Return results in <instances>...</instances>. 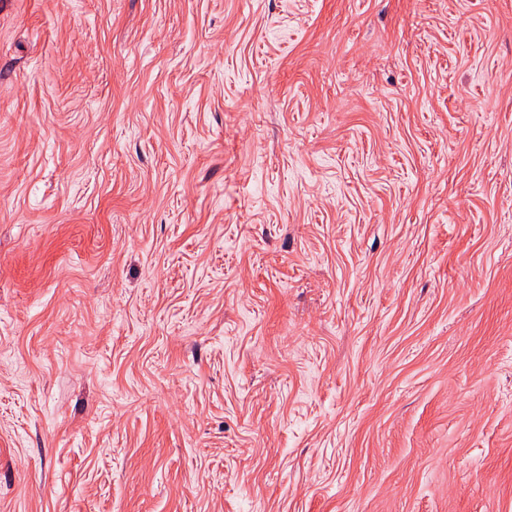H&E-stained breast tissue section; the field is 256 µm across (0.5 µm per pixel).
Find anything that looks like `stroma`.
Returning a JSON list of instances; mask_svg holds the SVG:
<instances>
[{
    "label": "stroma",
    "instance_id": "stroma-1",
    "mask_svg": "<svg viewBox=\"0 0 512 512\" xmlns=\"http://www.w3.org/2000/svg\"><path fill=\"white\" fill-rule=\"evenodd\" d=\"M0 512H512V0H0Z\"/></svg>",
    "mask_w": 512,
    "mask_h": 512
}]
</instances>
